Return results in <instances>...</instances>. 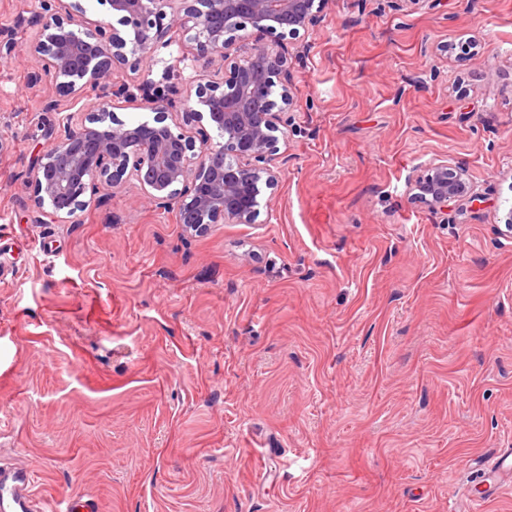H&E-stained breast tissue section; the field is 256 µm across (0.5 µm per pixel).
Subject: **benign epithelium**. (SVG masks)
Listing matches in <instances>:
<instances>
[{
  "label": "benign epithelium",
  "instance_id": "1",
  "mask_svg": "<svg viewBox=\"0 0 512 512\" xmlns=\"http://www.w3.org/2000/svg\"><path fill=\"white\" fill-rule=\"evenodd\" d=\"M60 2V9L45 4L33 16L41 70L31 78H46L74 98L89 88L102 94L83 117L68 113L60 119L63 137L54 138V124H48L47 142L33 156L26 181L34 205L49 207L55 221L68 224L101 189L133 177L151 202L175 212L190 233L253 223L277 187L268 155L279 137H287L280 114L293 104L286 52L264 37H300L318 21L326 0H107L124 35L107 22L79 21L81 6ZM177 35L194 43L202 69L214 70L216 79L187 94L179 122L168 87L149 79L142 82V95L153 118H118L112 98L126 91L111 85L112 72L137 66ZM242 37L253 43L250 54L237 60L229 49ZM185 125L198 126L199 140L185 134ZM410 188L434 210L477 200L471 183L446 160L429 166Z\"/></svg>",
  "mask_w": 512,
  "mask_h": 512
}]
</instances>
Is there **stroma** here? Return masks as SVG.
<instances>
[{
	"instance_id": "1",
	"label": "stroma",
	"mask_w": 512,
	"mask_h": 512,
	"mask_svg": "<svg viewBox=\"0 0 512 512\" xmlns=\"http://www.w3.org/2000/svg\"><path fill=\"white\" fill-rule=\"evenodd\" d=\"M42 0H0V467L100 512H448L512 448V0H328L288 49L251 224L192 235L130 179L57 224L26 173ZM203 79L180 36L138 70ZM479 195L435 212L436 160Z\"/></svg>"
}]
</instances>
